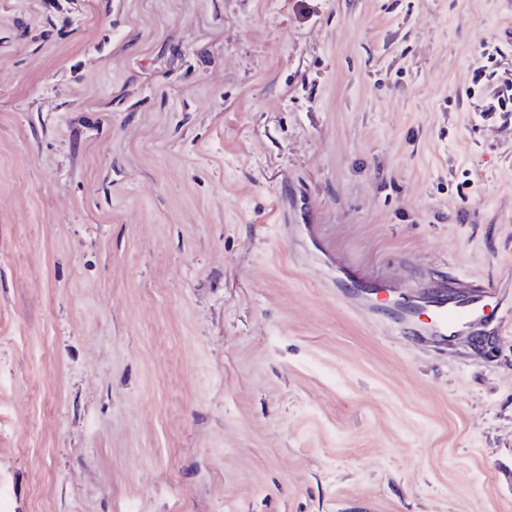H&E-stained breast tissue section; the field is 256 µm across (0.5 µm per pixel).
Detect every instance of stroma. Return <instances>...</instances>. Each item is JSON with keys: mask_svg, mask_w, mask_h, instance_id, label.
I'll use <instances>...</instances> for the list:
<instances>
[{"mask_svg": "<svg viewBox=\"0 0 512 512\" xmlns=\"http://www.w3.org/2000/svg\"><path fill=\"white\" fill-rule=\"evenodd\" d=\"M512 0H0V512H512ZM465 288L470 289V296L467 299L455 301L452 305H448L444 300L430 302L434 303L431 305L434 308L431 311L432 317H429V336H434L438 341H446L448 332L469 327L470 317L477 306L484 309L492 303L497 306L500 304L497 289L489 283L468 284Z\"/></svg>", "mask_w": 512, "mask_h": 512, "instance_id": "stroma-1", "label": "stroma"}]
</instances>
